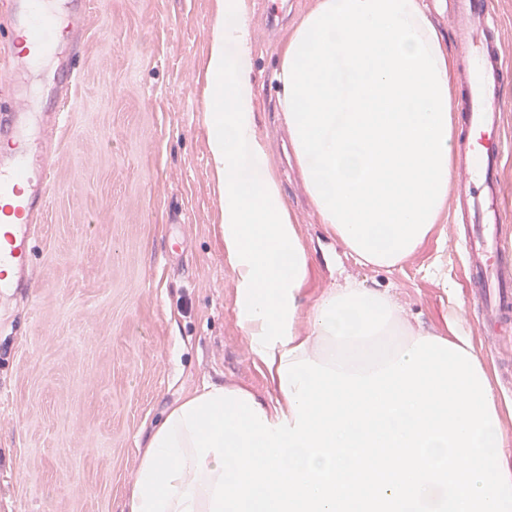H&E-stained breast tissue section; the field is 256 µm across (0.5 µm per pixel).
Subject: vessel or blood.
Wrapping results in <instances>:
<instances>
[{"label": "vessel or blood", "instance_id": "obj_1", "mask_svg": "<svg viewBox=\"0 0 512 512\" xmlns=\"http://www.w3.org/2000/svg\"><path fill=\"white\" fill-rule=\"evenodd\" d=\"M448 23L455 33L459 67L467 73L456 109L464 134L455 149L464 174L456 189L457 211L466 225L465 265L483 318L512 323V252L499 232L502 209L499 171L504 155L500 86L512 75L500 50L499 26L492 0H451ZM12 34L29 40L11 49L0 67V139L11 142L0 152V295L11 297L31 287L39 225L49 203L51 163L48 149L69 109L77 79L76 56L87 18V0H72L66 14L52 0H0ZM57 63L61 79L55 88L56 111L42 115L30 130L35 101L20 83L28 73Z\"/></svg>", "mask_w": 512, "mask_h": 512}]
</instances>
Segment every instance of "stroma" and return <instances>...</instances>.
Listing matches in <instances>:
<instances>
[{"label": "stroma", "instance_id": "1", "mask_svg": "<svg viewBox=\"0 0 512 512\" xmlns=\"http://www.w3.org/2000/svg\"><path fill=\"white\" fill-rule=\"evenodd\" d=\"M252 32L266 142L308 247L306 303L351 277L389 291L407 322L444 335L449 307L490 371L512 359V328L488 343L463 272V225L444 213L401 270L337 253L288 149L273 72L288 34L319 0H241ZM80 76L57 138L53 189L29 298L0 313V512H122L138 453L166 409L202 382L264 395L270 385L235 312L219 235L224 204L208 165L205 61L216 0H88ZM511 147L499 172L501 236L512 247ZM512 401V376H497Z\"/></svg>", "mask_w": 512, "mask_h": 512}]
</instances>
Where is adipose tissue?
Masks as SVG:
<instances>
[{"label":"adipose tissue","mask_w":512,"mask_h":512,"mask_svg":"<svg viewBox=\"0 0 512 512\" xmlns=\"http://www.w3.org/2000/svg\"><path fill=\"white\" fill-rule=\"evenodd\" d=\"M252 34L219 0L206 61L209 165L235 309L272 394L207 382L151 430L124 512H512L504 408L470 336L407 324L355 279L310 308L311 259L257 135ZM421 0H320L274 73L321 224L398 270L448 204L457 133Z\"/></svg>","instance_id":"1"}]
</instances>
